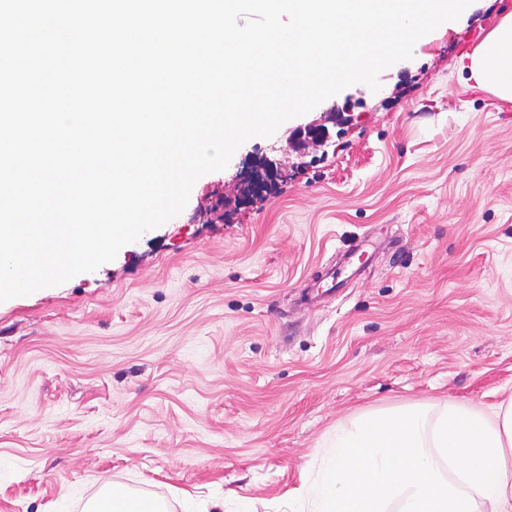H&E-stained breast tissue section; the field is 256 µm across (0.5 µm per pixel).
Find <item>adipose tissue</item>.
Returning a JSON list of instances; mask_svg holds the SVG:
<instances>
[{"mask_svg": "<svg viewBox=\"0 0 512 512\" xmlns=\"http://www.w3.org/2000/svg\"><path fill=\"white\" fill-rule=\"evenodd\" d=\"M470 77L512 101V13L474 51ZM310 512H512V398L368 412L289 490Z\"/></svg>", "mask_w": 512, "mask_h": 512, "instance_id": "adipose-tissue-1", "label": "adipose tissue"}]
</instances>
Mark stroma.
I'll list each match as a JSON object with an SVG mask.
<instances>
[{
    "label": "stroma",
    "mask_w": 512,
    "mask_h": 512,
    "mask_svg": "<svg viewBox=\"0 0 512 512\" xmlns=\"http://www.w3.org/2000/svg\"><path fill=\"white\" fill-rule=\"evenodd\" d=\"M509 12L473 0L378 91L248 140L113 261L0 302V512H85L112 485L274 512L359 414L511 397L512 102L457 52ZM349 101L326 145L290 148Z\"/></svg>",
    "instance_id": "stroma-1"
}]
</instances>
